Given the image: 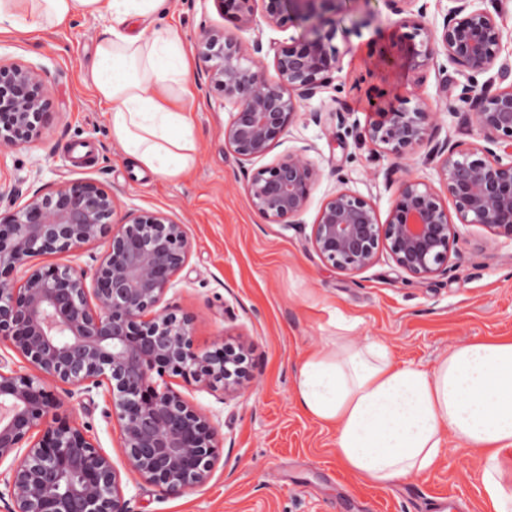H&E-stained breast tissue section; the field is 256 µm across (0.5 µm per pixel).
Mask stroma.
Instances as JSON below:
<instances>
[{
	"instance_id": "obj_1",
	"label": "stroma",
	"mask_w": 512,
	"mask_h": 512,
	"mask_svg": "<svg viewBox=\"0 0 512 512\" xmlns=\"http://www.w3.org/2000/svg\"><path fill=\"white\" fill-rule=\"evenodd\" d=\"M174 21L193 46L201 27L252 39L226 21L216 0H174ZM397 17L384 0H343L325 23L339 68L332 84L302 102L297 121L264 158L262 167L311 145L321 171L299 224H269L252 209L236 155L224 143L233 106L210 86L207 64L191 54V112L195 163L176 178L137 176L109 132L105 107L83 80L105 23L91 17L52 29L0 34V62L43 68L53 118L39 142L0 152V184L15 187L16 205L35 192L66 182L91 180L113 194L115 220L127 212L161 213L185 224L192 243L188 261L164 306L193 320L195 344L209 351L245 343L252 379L237 397L225 399L171 372L158 375L219 428L221 446L209 482L178 497L125 477L131 512H438L436 499L453 494L482 512L476 452L445 449L433 468L398 479L385 489L347 472L333 452L335 434L310 419L295 395L301 355L350 326L358 340L387 346L399 364L432 369L461 343L512 336V245L475 224L462 226L459 268L447 276L408 281L389 259L352 277L327 267L309 243L322 204L339 185L359 192L387 216L395 198L386 176L392 156L362 136L377 109L418 92L432 110L439 135L479 143L475 127L461 126L444 97L435 67L414 73L380 64ZM346 112L339 125L334 115ZM89 145L86 158L71 153ZM125 469L119 427L103 390L67 401L63 410Z\"/></svg>"
}]
</instances>
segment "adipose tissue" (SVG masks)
<instances>
[{"label":"adipose tissue","mask_w":512,"mask_h":512,"mask_svg":"<svg viewBox=\"0 0 512 512\" xmlns=\"http://www.w3.org/2000/svg\"><path fill=\"white\" fill-rule=\"evenodd\" d=\"M169 9L170 0H0V33L30 20H109L87 78L135 173L175 177L193 166L195 142L191 61L181 30L161 22ZM295 394L334 430L337 460L361 481L384 487L427 472L452 443L483 458L485 512H512V336L455 346L430 370L397 365L381 343L332 336L302 357Z\"/></svg>","instance_id":"ef3b65f1"}]
</instances>
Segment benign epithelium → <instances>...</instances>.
I'll list each match as a JSON object with an SVG mask.
<instances>
[{
  "mask_svg": "<svg viewBox=\"0 0 512 512\" xmlns=\"http://www.w3.org/2000/svg\"><path fill=\"white\" fill-rule=\"evenodd\" d=\"M224 17L250 31L257 16L280 27L289 18L307 24L295 46L274 51L275 76L243 65L263 43L202 28L194 48L210 62L211 84L236 112L224 125V144L243 166L252 208L267 222L291 226L306 211L320 171L311 147L252 170L299 114L301 102L333 82L339 68L331 34L322 32L337 0H217ZM402 16L382 62L414 72L443 54L467 77L457 95L484 144L439 139L428 103L417 97L379 114L364 139L395 159L429 147L443 191L402 176L385 222L376 205L338 187L321 206L310 244L320 259L359 275L390 259L423 282L449 274L461 258L458 225L477 224L512 243V58L502 56V10L479 0H450L442 30L424 23L427 0H386ZM495 71L483 84L476 77ZM43 73L0 63V150L39 140L51 118ZM114 200L91 181L65 183L33 194L0 219V344H9L42 375L70 387L69 395L106 389L120 431L127 470L168 496L206 483L219 447L209 417L184 397L153 381L169 369L233 398L251 378L242 346L220 351L194 347L191 319L156 310L185 265L191 241L186 225L160 213H131L113 221ZM100 239L107 249L90 270L72 265L35 267L32 258L78 253ZM62 401L42 380L0 362V485L8 512H130L121 474L78 425L59 414ZM68 484H63V480Z\"/></svg>",
  "mask_w": 512,
  "mask_h": 512,
  "instance_id": "obj_1",
  "label": "benign epithelium"
}]
</instances>
